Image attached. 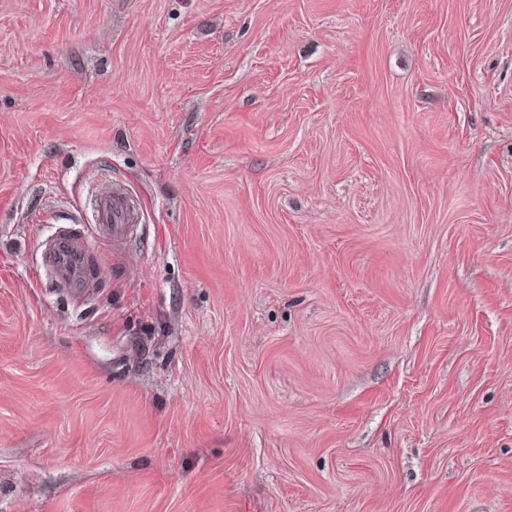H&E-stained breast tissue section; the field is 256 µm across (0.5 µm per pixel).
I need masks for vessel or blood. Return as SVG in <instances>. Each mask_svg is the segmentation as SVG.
Listing matches in <instances>:
<instances>
[{
    "label": "vessel or blood",
    "instance_id": "vessel-or-blood-1",
    "mask_svg": "<svg viewBox=\"0 0 512 512\" xmlns=\"http://www.w3.org/2000/svg\"><path fill=\"white\" fill-rule=\"evenodd\" d=\"M140 221V208L125 188L116 184L99 185L93 194L94 236L60 239L46 261L70 287L80 288L87 276L85 253L117 246Z\"/></svg>",
    "mask_w": 512,
    "mask_h": 512
}]
</instances>
